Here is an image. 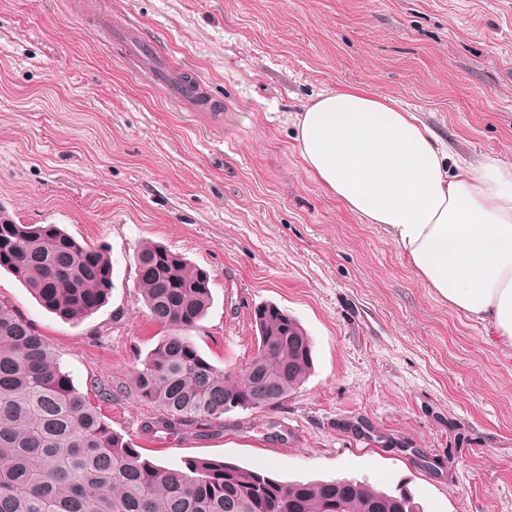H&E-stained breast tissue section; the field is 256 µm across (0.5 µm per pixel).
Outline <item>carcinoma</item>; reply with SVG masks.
Returning <instances> with one entry per match:
<instances>
[{
    "label": "carcinoma",
    "instance_id": "carcinoma-1",
    "mask_svg": "<svg viewBox=\"0 0 512 512\" xmlns=\"http://www.w3.org/2000/svg\"><path fill=\"white\" fill-rule=\"evenodd\" d=\"M149 317L166 330L133 378L157 414L142 432L206 431L236 408L280 404L312 366V343L275 304L253 312L257 350L240 370L207 361L189 336L210 303L208 274L159 245L134 255ZM40 305L79 321L112 289L106 251L56 224L0 210V269ZM0 512H421L412 496L356 479L288 482L230 462L157 464L80 393L32 323L0 301Z\"/></svg>",
    "mask_w": 512,
    "mask_h": 512
}]
</instances>
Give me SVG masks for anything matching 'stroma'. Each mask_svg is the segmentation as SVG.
<instances>
[{
    "instance_id": "1",
    "label": "stroma",
    "mask_w": 512,
    "mask_h": 512,
    "mask_svg": "<svg viewBox=\"0 0 512 512\" xmlns=\"http://www.w3.org/2000/svg\"><path fill=\"white\" fill-rule=\"evenodd\" d=\"M163 54L220 103V124L141 75ZM361 86L415 112L453 161L512 162V0H0V205L112 262L106 303L77 322L12 273L75 387L112 396L114 431L161 464L225 460L290 481L356 478L423 512H512V347L438 298L380 225L300 159L295 117ZM152 242L210 276L191 337L219 368L257 348L274 303L313 341L303 385L219 431L144 436L133 377L163 329L133 256Z\"/></svg>"
}]
</instances>
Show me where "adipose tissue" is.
I'll use <instances>...</instances> for the list:
<instances>
[{
  "label": "adipose tissue",
  "instance_id": "obj_1",
  "mask_svg": "<svg viewBox=\"0 0 512 512\" xmlns=\"http://www.w3.org/2000/svg\"><path fill=\"white\" fill-rule=\"evenodd\" d=\"M311 174L453 308L512 345V163L489 153L449 173L447 150L411 112L360 87L296 117Z\"/></svg>",
  "mask_w": 512,
  "mask_h": 512
}]
</instances>
